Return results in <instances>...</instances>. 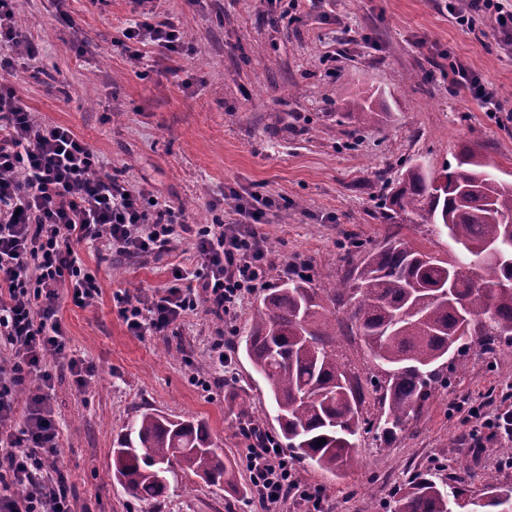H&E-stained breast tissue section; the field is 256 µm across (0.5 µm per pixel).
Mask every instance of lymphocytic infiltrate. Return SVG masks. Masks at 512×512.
<instances>
[{
  "mask_svg": "<svg viewBox=\"0 0 512 512\" xmlns=\"http://www.w3.org/2000/svg\"><path fill=\"white\" fill-rule=\"evenodd\" d=\"M135 51L153 44L188 51L181 28L144 9L122 32ZM0 71L17 57H35L16 23L15 0H0ZM193 233L199 268H177L166 287L147 296L118 291L113 299L128 330L162 335L200 308L233 316L268 271V250L255 233L222 219L192 226L145 189L108 172L89 144L69 128L37 119L11 86L0 84V512H74L67 492L40 480L60 432L51 401L57 377L84 389L92 367L70 348L58 316L62 294L84 304L100 293L77 247L101 242L106 256L169 250ZM245 459L261 512H284L296 499L321 512L318 490L302 485L271 436L242 427Z\"/></svg>",
  "mask_w": 512,
  "mask_h": 512,
  "instance_id": "obj_1",
  "label": "lymphocytic infiltrate"
}]
</instances>
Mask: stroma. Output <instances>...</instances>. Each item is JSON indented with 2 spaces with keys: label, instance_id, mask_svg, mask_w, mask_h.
<instances>
[{
  "label": "stroma",
  "instance_id": "stroma-1",
  "mask_svg": "<svg viewBox=\"0 0 512 512\" xmlns=\"http://www.w3.org/2000/svg\"><path fill=\"white\" fill-rule=\"evenodd\" d=\"M469 0H299L271 24L267 0H152L178 22L194 46L176 55L154 45L131 58L117 39L138 21L133 0H17L16 17L37 50L19 59L9 83L32 112L69 127L109 171L183 209L190 223L222 215L239 220L237 198L260 194L279 210L254 230L268 247L264 286L246 294L233 319L199 310L163 336H137L119 316L116 291L145 295L166 286L174 267L196 268L191 235L169 252L99 261L97 245L78 253L97 277L100 295L86 304L62 297L59 316L75 354L95 365L85 390L55 382L52 401L60 441L58 467L44 480L67 478L76 512H257L255 495L210 486L196 476H171L161 505L137 500L111 480L112 448L141 408L206 426L248 485L241 434L250 417L279 436L265 382L237 344L267 289L304 265L322 288L347 268L346 243L372 249L391 234L438 257L448 238L430 224L383 221L386 182L407 165L442 172L463 145H480L500 173L512 174V46L486 20L467 29L456 10ZM469 66L500 98L494 118L449 77ZM372 93L379 115L358 125L339 102ZM223 339L230 372L211 391L196 377L215 376L208 350ZM341 366L362 393L359 462L341 475L303 461L301 482L319 489L322 512H385L415 474L437 482L456 477L473 489L512 485V470L490 455L500 435L467 422L473 406L512 411V344L492 361L473 358L431 389L419 420L391 438L374 429L382 394L380 370L359 336L337 338ZM249 414H242V404Z\"/></svg>",
  "mask_w": 512,
  "mask_h": 512
}]
</instances>
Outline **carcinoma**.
Here are the masks:
<instances>
[{
  "label": "carcinoma",
  "mask_w": 512,
  "mask_h": 512,
  "mask_svg": "<svg viewBox=\"0 0 512 512\" xmlns=\"http://www.w3.org/2000/svg\"><path fill=\"white\" fill-rule=\"evenodd\" d=\"M349 106L361 124L377 112L367 97ZM435 177L406 167L386 184L390 213L410 224H434L448 235V259L394 237L369 250L329 288L301 273L270 288L252 313L244 351L265 379L286 447L298 459L337 474L356 463L360 394L336 361V319L319 320L320 301L350 306L348 324L385 374L381 434L417 418L438 363L464 365L470 351L496 353L512 342V182L489 171L476 146L464 145ZM326 439L319 445L317 440ZM182 471L210 486L238 489L234 465L200 424L143 409L112 449V479L142 501L158 502L169 476ZM465 483L437 484L417 475L390 512H458ZM476 512H512L511 486H486Z\"/></svg>",
  "instance_id": "cac0c4a2"
}]
</instances>
